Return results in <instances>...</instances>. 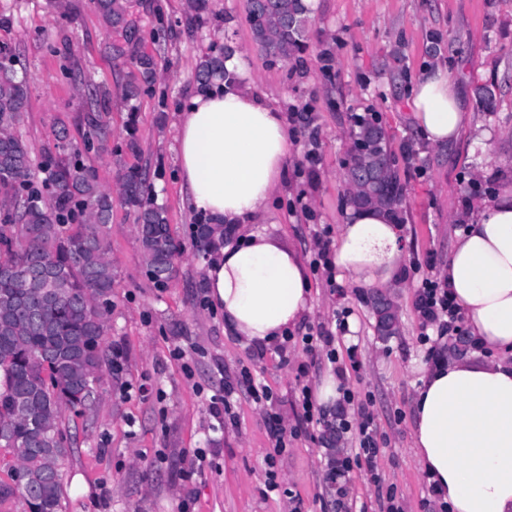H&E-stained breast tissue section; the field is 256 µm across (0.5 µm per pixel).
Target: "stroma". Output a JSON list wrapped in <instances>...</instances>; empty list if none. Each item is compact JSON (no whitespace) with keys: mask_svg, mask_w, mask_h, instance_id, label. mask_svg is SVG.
<instances>
[{"mask_svg":"<svg viewBox=\"0 0 512 512\" xmlns=\"http://www.w3.org/2000/svg\"><path fill=\"white\" fill-rule=\"evenodd\" d=\"M142 53L156 62L157 96L126 101L135 69L113 59L109 46L125 42L123 29L103 21L90 0L70 18L50 13L46 0H0V45L8 47L29 87L20 133L33 155L66 128L81 140L78 117L88 110L85 91L112 92L105 118L112 130L106 152L92 158L99 182L118 192L124 173L151 170L156 202L165 207L181 244L176 275L160 286L147 272L136 215L112 206V329L106 338L113 366L105 370L101 400L89 421L68 434L71 454L62 466V512H287L289 497L304 512H337L323 480L326 449L319 429L289 438L277 462L280 491L265 488L271 446L266 408L287 426L298 423L302 387L316 388L343 369L353 399L348 420L368 406L380 453L379 482L355 468L342 479L351 498L379 512V494L393 489L403 512H443L413 455L411 403L421 368L431 366L436 328H422L415 308L423 278L439 279L448 266L462 213L512 184V0H312L307 50L300 60L269 64L245 20V0H208L194 20L186 0H124ZM168 23L166 47L155 32ZM233 32L256 92L289 113L306 101L308 126L292 124L287 170L270 210L256 222L310 264L312 312L286 344L259 349L225 334L224 313L209 308L204 288L207 258L193 240L204 214L184 202L177 154L178 114L195 90L204 57ZM69 46L70 73L60 70L61 44ZM447 66L466 108L493 136L467 130L445 146L426 144L411 121L410 86L424 68ZM376 115L402 186L399 221L406 257L400 285L386 288L398 316L390 336L378 330L371 288L348 275L327 280L314 269L319 243L334 246L349 207L345 161L354 119ZM142 152L125 153L128 139ZM328 330L337 362L310 365L302 336ZM357 348L350 363L349 346ZM183 349L176 359L175 349ZM274 394L272 406L255 401L238 383L241 369ZM235 393L218 416L211 399L225 384ZM207 458L192 482L179 472L195 449Z\"/></svg>","mask_w":512,"mask_h":512,"instance_id":"stroma-1","label":"stroma"}]
</instances>
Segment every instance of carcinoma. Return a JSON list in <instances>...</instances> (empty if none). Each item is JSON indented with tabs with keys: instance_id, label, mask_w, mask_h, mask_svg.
<instances>
[{
	"instance_id": "1",
	"label": "carcinoma",
	"mask_w": 512,
	"mask_h": 512,
	"mask_svg": "<svg viewBox=\"0 0 512 512\" xmlns=\"http://www.w3.org/2000/svg\"><path fill=\"white\" fill-rule=\"evenodd\" d=\"M113 27L126 26L123 0H93ZM246 22L269 63L288 62L305 48L310 10L305 0H246ZM130 30L127 57L139 79L127 85L132 101L156 80V62L137 51ZM235 46L212 52L196 73L197 86L233 83L224 60ZM87 127L73 144L57 132V152L34 165L19 134L28 92L15 63L0 48V449L16 460L11 482L0 483V505L19 493L30 512H61L62 464L70 451L66 432L75 417L95 408L103 368L110 365L105 336L112 327L114 273L108 258L112 194L101 188L97 169L83 154L107 150L102 111L110 90L92 86ZM363 147L345 161L349 181L388 158L383 129L372 119L357 123ZM120 201L137 213V230L148 272L164 284L181 252L165 209L156 204L144 171L127 174Z\"/></svg>"
}]
</instances>
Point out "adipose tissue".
<instances>
[{"label": "adipose tissue", "mask_w": 512, "mask_h": 512, "mask_svg": "<svg viewBox=\"0 0 512 512\" xmlns=\"http://www.w3.org/2000/svg\"><path fill=\"white\" fill-rule=\"evenodd\" d=\"M240 84L194 91L180 114L181 176L190 206L216 230L252 223L268 208L288 156V121L245 82L240 55L225 63ZM427 142H455L472 118L447 68L427 67L412 87ZM403 227L382 207L351 209L336 239L337 270L364 287L388 286L405 257ZM206 267L224 328L265 347L309 309L307 271L260 231L214 239ZM445 282L476 349L423 371L414 400V455L449 512H512V186L483 201L448 258Z\"/></svg>", "instance_id": "adipose-tissue-1"}]
</instances>
